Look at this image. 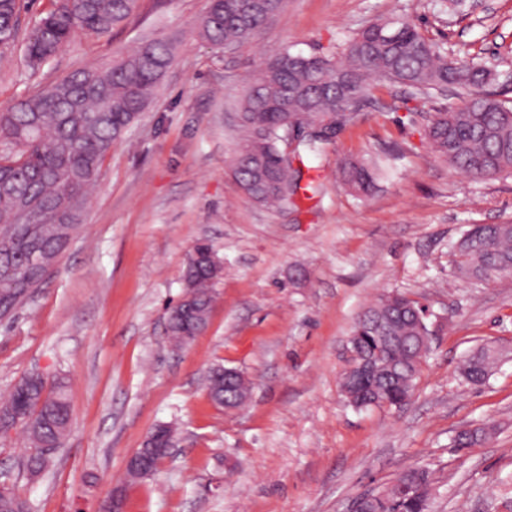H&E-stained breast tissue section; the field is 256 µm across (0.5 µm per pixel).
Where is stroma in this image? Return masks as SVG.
Instances as JSON below:
<instances>
[{"mask_svg":"<svg viewBox=\"0 0 512 512\" xmlns=\"http://www.w3.org/2000/svg\"><path fill=\"white\" fill-rule=\"evenodd\" d=\"M207 0H139L108 36L78 34L39 70L0 56V109L111 59L145 33L177 38L155 102L105 159L78 238L0 327V395L36 371L69 381L72 425L49 472L23 467L16 433L0 436V474L32 512H350L406 470L427 469L430 512H512V276L457 278L451 242L471 224L512 223V175L475 177L437 159L423 130L458 103L389 83L305 169L313 198L271 210L234 177L232 105L272 52L340 55L377 19L407 16L450 58L512 71V0L477 9L444 0H288L256 41L232 55L187 38ZM370 155L385 172L369 195L340 184V166ZM224 270L209 326L187 347L167 341L168 305L183 293L197 241ZM399 291L429 308L435 334L411 398L358 410L342 391L358 315ZM503 357L485 385L457 373L473 349ZM221 364L253 382L237 410L213 405L205 376ZM178 442L154 476L130 482L126 460L159 424ZM494 424L461 451L464 427Z\"/></svg>","mask_w":512,"mask_h":512,"instance_id":"1","label":"stroma"}]
</instances>
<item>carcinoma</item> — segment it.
<instances>
[{"instance_id": "1", "label": "carcinoma", "mask_w": 512, "mask_h": 512, "mask_svg": "<svg viewBox=\"0 0 512 512\" xmlns=\"http://www.w3.org/2000/svg\"><path fill=\"white\" fill-rule=\"evenodd\" d=\"M288 0H209L193 23L191 36L222 52L251 44L263 25L280 15ZM138 0H54L53 8L19 37L18 0H0V50L21 46L29 66L40 69L79 33L106 35L123 25ZM175 60L173 42L145 36L108 64L86 66L28 95L0 112V290L23 274L21 260L38 244L48 265L71 227L80 224L102 163L112 146L157 97ZM499 77L486 61L454 62L430 42L408 17L372 23L344 49V61L331 55L292 54L283 49L252 75L236 103V144L230 163L245 194L273 209L296 204L317 191L302 184L294 162L320 156L336 131L371 99L380 82L404 85L425 96L448 85L464 96L462 104L437 112L426 126L431 152L453 167L478 177L512 174V108L487 90ZM381 161L360 159L341 166L342 185L356 194L375 186ZM80 211H68L70 195ZM456 276L493 282L512 274V224H471L453 245ZM223 267L212 247L197 243L184 269V294L191 295L209 320L213 288ZM170 341L187 344L176 308L168 312ZM433 335L421 305L400 293L382 295L355 321L350 348L357 367L344 374L343 394L356 409L395 407L413 394ZM382 336L393 340L383 343ZM498 357L472 351L459 365L460 377L484 385ZM206 386L216 404L243 405L252 382L242 372L234 386ZM68 382L52 384L39 373L23 376L0 399V433L20 430L27 449L25 465L44 472L71 429ZM488 426L466 432L454 448H469L491 436ZM50 452H44V449ZM399 480L415 492L377 501L374 512H428L432 494L429 471L411 469ZM27 500L0 495V512H29Z\"/></svg>"}]
</instances>
